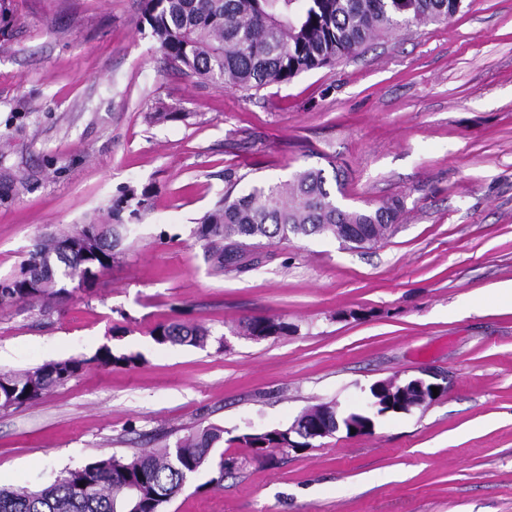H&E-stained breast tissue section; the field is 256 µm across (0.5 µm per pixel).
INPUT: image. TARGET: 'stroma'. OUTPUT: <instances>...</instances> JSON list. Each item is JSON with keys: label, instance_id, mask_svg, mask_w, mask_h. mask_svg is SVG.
I'll use <instances>...</instances> for the list:
<instances>
[{"label": "stroma", "instance_id": "35a3bbf8", "mask_svg": "<svg viewBox=\"0 0 512 512\" xmlns=\"http://www.w3.org/2000/svg\"><path fill=\"white\" fill-rule=\"evenodd\" d=\"M0 37V277L34 241L154 185L150 213L94 288L0 307V370L84 361L37 402L0 409V485L39 489L99 457L128 458L222 427L237 466L190 477L163 512H512V0H463L335 64L252 94L169 69L141 0H13ZM177 112L153 122L158 105ZM335 162L341 205L405 199L387 241L263 244L214 275L198 219L228 172L254 184ZM290 332L238 335L252 317ZM208 328L205 348L152 330ZM141 354L132 367L93 358ZM439 373L447 392L302 451L254 460L236 436L305 409L365 406L379 381Z\"/></svg>", "mask_w": 512, "mask_h": 512}]
</instances>
